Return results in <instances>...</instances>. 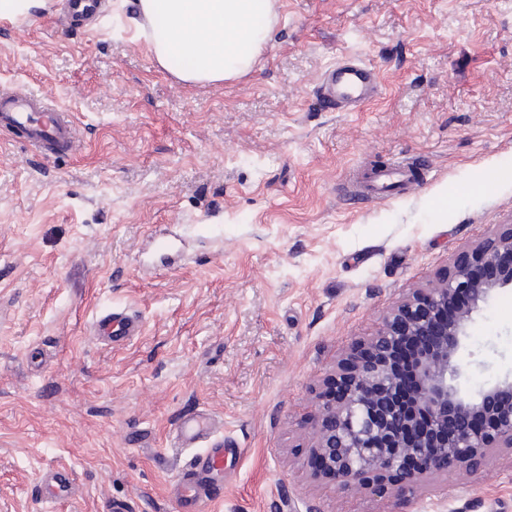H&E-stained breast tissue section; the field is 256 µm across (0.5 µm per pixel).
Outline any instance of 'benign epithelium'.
Wrapping results in <instances>:
<instances>
[{
  "mask_svg": "<svg viewBox=\"0 0 512 512\" xmlns=\"http://www.w3.org/2000/svg\"><path fill=\"white\" fill-rule=\"evenodd\" d=\"M512 287V225L502 224L387 311L374 333L356 340L332 385L318 393L305 422L315 480L383 493L414 495L439 477L482 473L494 453L512 457V375L473 391L459 385L460 355L473 315ZM456 305L450 320L443 318ZM426 352L415 369V415L399 411L403 382L392 367L404 345Z\"/></svg>",
  "mask_w": 512,
  "mask_h": 512,
  "instance_id": "1",
  "label": "benign epithelium"
}]
</instances>
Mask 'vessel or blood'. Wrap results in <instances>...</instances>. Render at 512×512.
Instances as JSON below:
<instances>
[{"instance_id":"vessel-or-blood-1","label":"vessel or blood","mask_w":512,"mask_h":512,"mask_svg":"<svg viewBox=\"0 0 512 512\" xmlns=\"http://www.w3.org/2000/svg\"><path fill=\"white\" fill-rule=\"evenodd\" d=\"M380 92L377 72L358 60L336 62L321 76V98L332 109L359 111ZM0 131L18 135L27 147L40 150L48 158H64L79 150L76 128L69 115L48 98L30 92L0 89ZM417 182V176L404 164L379 166L353 175L351 197L359 203L373 202L394 189H408ZM92 328L104 342L114 344L140 335L142 322L137 314L112 311L99 316ZM173 445L193 452L173 489L181 512H203L204 502L216 488L215 476L224 472V442L215 436L212 415L198 412L184 416ZM42 490L50 507L70 500L74 486L67 469L47 472Z\"/></svg>"}]
</instances>
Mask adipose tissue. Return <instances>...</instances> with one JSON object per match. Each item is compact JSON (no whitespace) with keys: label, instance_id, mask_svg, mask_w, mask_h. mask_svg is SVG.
Instances as JSON below:
<instances>
[{"label":"adipose tissue","instance_id":"1","mask_svg":"<svg viewBox=\"0 0 512 512\" xmlns=\"http://www.w3.org/2000/svg\"><path fill=\"white\" fill-rule=\"evenodd\" d=\"M134 22L152 33L155 62L186 83L219 84L250 72L273 38L275 0H134ZM182 60L173 68L174 60Z\"/></svg>","mask_w":512,"mask_h":512}]
</instances>
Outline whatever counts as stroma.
Listing matches in <instances>:
<instances>
[{"instance_id": "stroma-1", "label": "stroma", "mask_w": 512, "mask_h": 512, "mask_svg": "<svg viewBox=\"0 0 512 512\" xmlns=\"http://www.w3.org/2000/svg\"><path fill=\"white\" fill-rule=\"evenodd\" d=\"M250 73L179 81L154 61L133 0L93 27L54 9L0 19V86L47 94L83 147L48 160L0 136V512H178L171 438L203 409L232 439L206 512H512V460L411 500L310 484L312 389L353 340L496 225L512 224V0H276ZM354 57L382 81L359 112L318 102ZM427 163L365 205L355 169ZM143 333L99 342L95 318ZM461 384L512 371V287L475 314ZM94 332L104 342L120 343L134 336H140L142 322L137 314L125 311H112L99 316L93 323ZM42 490L44 499L52 511H55L58 505L70 500L74 485L68 477L67 468L59 467L57 470L47 472L43 479Z\"/></svg>"}]
</instances>
